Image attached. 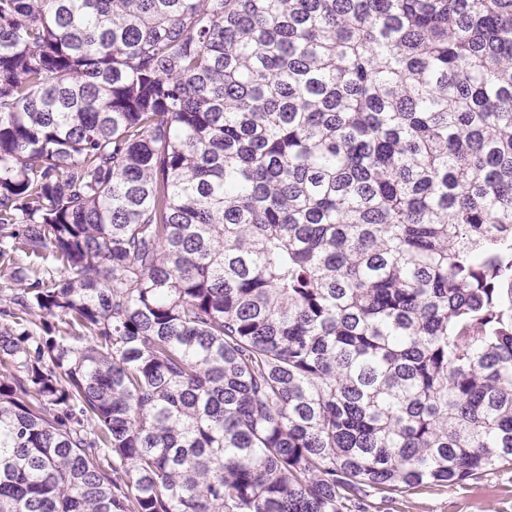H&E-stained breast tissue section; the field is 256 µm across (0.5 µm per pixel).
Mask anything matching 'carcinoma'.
Returning a JSON list of instances; mask_svg holds the SVG:
<instances>
[{"label": "carcinoma", "instance_id": "obj_1", "mask_svg": "<svg viewBox=\"0 0 512 512\" xmlns=\"http://www.w3.org/2000/svg\"><path fill=\"white\" fill-rule=\"evenodd\" d=\"M0 512H366L512 465V0H0Z\"/></svg>", "mask_w": 512, "mask_h": 512}]
</instances>
